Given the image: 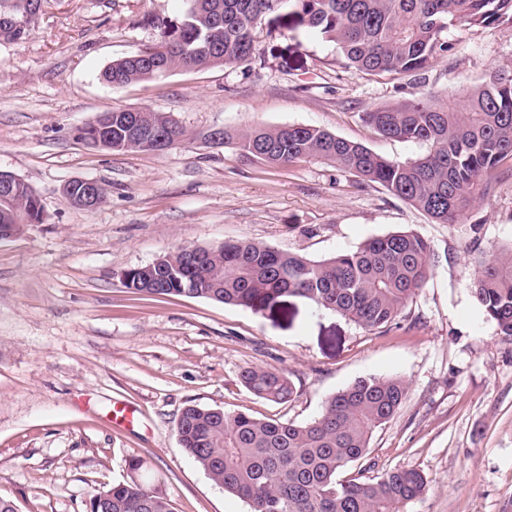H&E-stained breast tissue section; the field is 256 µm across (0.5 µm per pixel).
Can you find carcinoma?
Instances as JSON below:
<instances>
[{
  "label": "carcinoma",
  "instance_id": "cac0c4a2",
  "mask_svg": "<svg viewBox=\"0 0 512 512\" xmlns=\"http://www.w3.org/2000/svg\"><path fill=\"white\" fill-rule=\"evenodd\" d=\"M172 20L151 21L155 43L113 61L102 72L113 86L162 80L175 72L235 68L253 57L262 23L291 17L298 27L332 42L348 68L372 76H416L453 48L448 33L474 26L512 25V0H184ZM43 0H0V42L23 41L42 11ZM112 111V145L140 150L148 134L162 130L180 144L193 136L163 112H139L141 137H132ZM384 138L426 146L416 158L388 159L368 147L308 125L257 126L224 130L248 160L288 166L304 160L331 163L364 181L381 184L393 196L451 224L486 196L481 181L503 159L512 158V70L488 73L463 93L462 105L440 104L434 92L364 113ZM44 209L24 180L14 205L0 203V224H40ZM187 246L133 268L125 287L150 297L190 296L262 312L288 297L307 300L375 331L390 326L435 265L429 243L409 231L373 237L356 250L315 261L255 242L209 247L199 263ZM472 293L499 334L512 340V247L478 261ZM241 383L255 396L288 401L293 387L278 369L246 367ZM406 384L397 378L359 379L329 397L313 421L296 424L258 419L196 404L183 408L176 434L183 451L224 491L251 512H403L426 491L418 471L392 470L380 476L343 478L364 458L376 428L402 405ZM126 479L91 494L86 510L107 504L106 512H173L156 485L135 473L141 460L129 459Z\"/></svg>",
  "mask_w": 512,
  "mask_h": 512
}]
</instances>
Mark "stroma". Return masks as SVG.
<instances>
[{
    "label": "stroma",
    "mask_w": 512,
    "mask_h": 512,
    "mask_svg": "<svg viewBox=\"0 0 512 512\" xmlns=\"http://www.w3.org/2000/svg\"><path fill=\"white\" fill-rule=\"evenodd\" d=\"M184 8L45 0L26 40L0 44V170L28 182L45 212L0 240V497L19 512H85L136 457L174 512H250L182 451L186 405L305 424L355 381L397 377L405 401L347 476L419 471L428 490L404 512H512V341L471 290L477 259L512 246V158L492 170L484 200L439 224L334 165L274 167L203 140L216 127L311 125L385 157H417L423 146L380 136L364 113L417 84L455 105L458 91L512 68V26L451 31L448 56L414 78L346 68L333 43L265 24L249 66L102 81L113 60L154 42L147 18ZM115 108L167 113L196 139L164 153L78 140ZM79 179L105 187V201L74 206L65 187ZM398 230L424 238L438 261L382 333L298 297L255 313L137 294L121 279L184 245L253 241L320 260ZM248 366L284 370L292 397L252 395L239 380ZM117 403L137 410V425H113Z\"/></svg>",
    "instance_id": "obj_1"
}]
</instances>
